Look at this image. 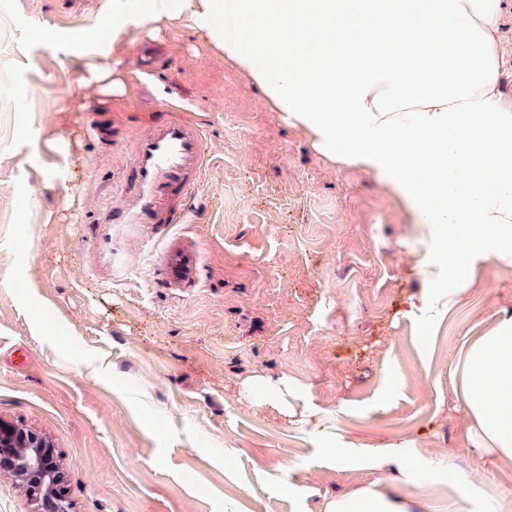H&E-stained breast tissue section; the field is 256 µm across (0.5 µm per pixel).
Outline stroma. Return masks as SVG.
<instances>
[{"instance_id":"35a3bbf8","label":"stroma","mask_w":512,"mask_h":512,"mask_svg":"<svg viewBox=\"0 0 512 512\" xmlns=\"http://www.w3.org/2000/svg\"><path fill=\"white\" fill-rule=\"evenodd\" d=\"M108 7L0 0V420L52 443L71 512H324L388 485L427 512H483L512 460L475 447L452 369L512 315V266L453 296L447 268L424 277L434 226L323 156L188 21L120 33L113 91L87 83L61 44L108 33ZM143 41L168 51L152 102L178 89L214 158L186 224L96 221L135 131L108 147L88 116L125 111ZM49 138L66 180L41 175ZM176 245L197 255L180 285L161 262ZM422 296L432 309L411 311ZM258 377L287 381L280 409L247 398ZM398 444L425 469L400 478Z\"/></svg>"}]
</instances>
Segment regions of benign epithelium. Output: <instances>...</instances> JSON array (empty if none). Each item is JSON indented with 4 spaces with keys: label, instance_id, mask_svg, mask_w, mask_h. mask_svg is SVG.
Here are the masks:
<instances>
[{
    "label": "benign epithelium",
    "instance_id": "obj_1",
    "mask_svg": "<svg viewBox=\"0 0 512 512\" xmlns=\"http://www.w3.org/2000/svg\"><path fill=\"white\" fill-rule=\"evenodd\" d=\"M32 451L26 478L28 494L41 505L39 512H64L65 490L52 450L36 433H23L10 423L0 421V462L15 466L16 449Z\"/></svg>",
    "mask_w": 512,
    "mask_h": 512
}]
</instances>
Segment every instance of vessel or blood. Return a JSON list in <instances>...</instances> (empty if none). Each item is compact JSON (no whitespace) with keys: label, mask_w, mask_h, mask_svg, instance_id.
Listing matches in <instances>:
<instances>
[{"label":"vessel or blood","mask_w":512,"mask_h":512,"mask_svg":"<svg viewBox=\"0 0 512 512\" xmlns=\"http://www.w3.org/2000/svg\"><path fill=\"white\" fill-rule=\"evenodd\" d=\"M163 55L152 46L137 50L133 68L153 76ZM179 92L167 103L144 113L133 146V158L122 175L124 195L119 205L103 208L101 224H184L191 203L210 168L211 151L202 127L189 117ZM162 264L170 282L190 281L196 256L183 247L167 251Z\"/></svg>","instance_id":"obj_1"}]
</instances>
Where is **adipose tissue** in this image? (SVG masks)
Here are the masks:
<instances>
[{
    "mask_svg": "<svg viewBox=\"0 0 512 512\" xmlns=\"http://www.w3.org/2000/svg\"><path fill=\"white\" fill-rule=\"evenodd\" d=\"M188 13L331 160L380 176L443 239L452 293L512 265V101L500 85L499 0H113L112 31ZM287 31V42L266 29ZM471 225L467 239L449 237ZM454 374L476 447L512 458V316L469 341ZM365 487L325 512H422Z\"/></svg>",
    "mask_w": 512,
    "mask_h": 512,
    "instance_id": "obj_1",
    "label": "adipose tissue"
}]
</instances>
